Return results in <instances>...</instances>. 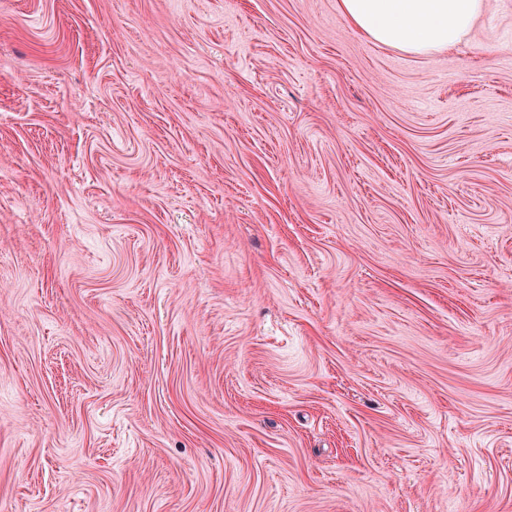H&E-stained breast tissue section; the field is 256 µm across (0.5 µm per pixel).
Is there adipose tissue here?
Masks as SVG:
<instances>
[{
  "label": "adipose tissue",
  "mask_w": 512,
  "mask_h": 512,
  "mask_svg": "<svg viewBox=\"0 0 512 512\" xmlns=\"http://www.w3.org/2000/svg\"><path fill=\"white\" fill-rule=\"evenodd\" d=\"M338 8L358 33L379 45L434 55L461 42L485 0H338Z\"/></svg>",
  "instance_id": "ef3b65f1"
}]
</instances>
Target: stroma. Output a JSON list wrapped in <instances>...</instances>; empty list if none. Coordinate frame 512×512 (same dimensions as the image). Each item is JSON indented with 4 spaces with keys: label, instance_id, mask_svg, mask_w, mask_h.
Returning a JSON list of instances; mask_svg holds the SVG:
<instances>
[{
    "label": "stroma",
    "instance_id": "35a3bbf8",
    "mask_svg": "<svg viewBox=\"0 0 512 512\" xmlns=\"http://www.w3.org/2000/svg\"><path fill=\"white\" fill-rule=\"evenodd\" d=\"M0 512H512V0H0ZM346 21L373 42L408 54L453 49L482 14L485 0H338Z\"/></svg>",
    "mask_w": 512,
    "mask_h": 512
}]
</instances>
